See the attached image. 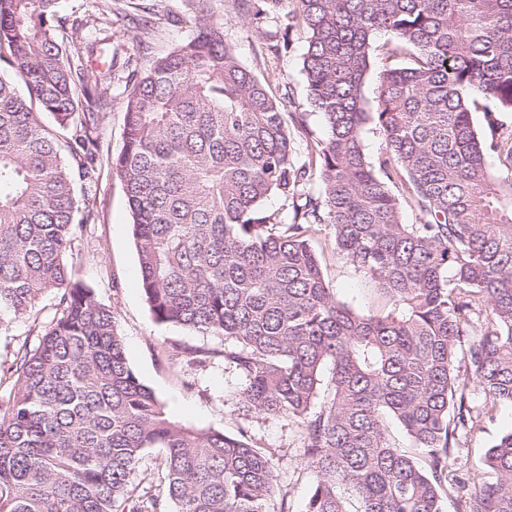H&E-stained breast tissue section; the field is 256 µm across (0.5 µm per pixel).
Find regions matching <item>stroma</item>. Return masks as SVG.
<instances>
[{
    "instance_id": "stroma-1",
    "label": "stroma",
    "mask_w": 512,
    "mask_h": 512,
    "mask_svg": "<svg viewBox=\"0 0 512 512\" xmlns=\"http://www.w3.org/2000/svg\"><path fill=\"white\" fill-rule=\"evenodd\" d=\"M183 19L173 26L158 21L149 34L136 29L129 17L115 13L106 33L117 49L118 61L145 62L147 57L169 51L191 35L194 11L191 0H166ZM216 15L224 19V35L239 59L253 67L259 76L271 78L275 96L292 89L288 111L305 112L316 135L325 132L320 114L312 112L307 100L302 72L305 33L288 27L284 14L269 16L252 24L239 14L234 0H212ZM287 38L288 47L280 54L262 51L265 42ZM124 97L121 86L112 89V105L99 129L101 157L97 179L89 190L95 221L87 225L75 242L71 262L78 279L93 289L96 299L111 307L127 359L139 378L164 404L168 415L198 429L219 430L235 436L246 432L252 442L269 455L282 499L273 500L270 512H280L282 501H289L291 512H303L304 493L313 473L303 454L296 422L285 418L262 417L248 411L238 400L239 380L224 368L222 358L203 364L171 360L167 349L175 343L222 349L221 339L202 336L180 327L156 324L148 310L139 282V266L132 236V218L120 181L113 175L111 160L123 146ZM326 280L338 300L364 313L388 311L390 304L376 284L356 271L324 243H316ZM52 295L39 299L35 308L0 331V365H9L21 345L36 347L43 326L56 313ZM512 431V406H500L493 419L482 420L462 442L457 467L470 473L474 481L486 480L479 458L501 434Z\"/></svg>"
}]
</instances>
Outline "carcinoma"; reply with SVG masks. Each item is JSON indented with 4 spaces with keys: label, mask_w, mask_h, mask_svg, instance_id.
Wrapping results in <instances>:
<instances>
[{
    "label": "carcinoma",
    "mask_w": 512,
    "mask_h": 512,
    "mask_svg": "<svg viewBox=\"0 0 512 512\" xmlns=\"http://www.w3.org/2000/svg\"><path fill=\"white\" fill-rule=\"evenodd\" d=\"M60 2L0 0V63L14 75H0V327L47 293L60 311L0 372V512H269L280 488L265 450L168 417L111 308L74 278L68 257L93 219L75 182L95 178L115 63L75 65ZM235 2L258 19L286 0ZM295 5L322 137L239 59L210 0H195L189 38L125 81L112 172L145 302L155 323L224 342L175 344L171 359L221 355L251 412L298 424L314 474L304 512H443L450 492L457 512H512V431L481 459L493 480L452 470L479 423L472 391L489 412L512 405V124L500 119L512 112V0ZM138 10L139 29L153 28L155 5ZM369 124L384 140L373 158ZM272 195L290 216L264 210ZM324 232L390 311L337 299L314 248ZM389 420L415 451L393 443ZM152 448L164 453L158 490L135 482Z\"/></svg>",
    "instance_id": "obj_1"
}]
</instances>
